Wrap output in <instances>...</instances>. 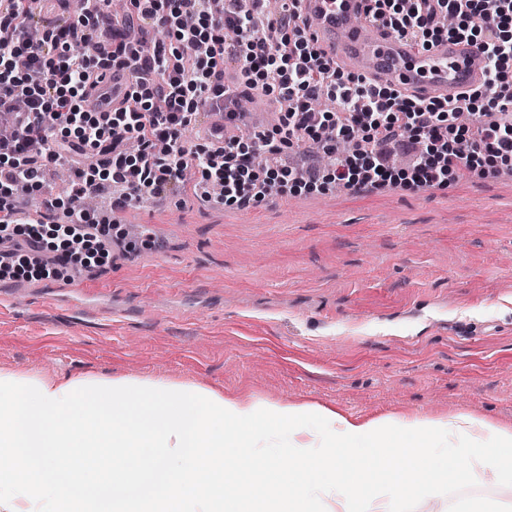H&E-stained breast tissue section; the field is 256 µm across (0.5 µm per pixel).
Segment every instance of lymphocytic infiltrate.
<instances>
[{"label":"lymphocytic infiltrate","instance_id":"f902f5d3","mask_svg":"<svg viewBox=\"0 0 512 512\" xmlns=\"http://www.w3.org/2000/svg\"><path fill=\"white\" fill-rule=\"evenodd\" d=\"M0 10V270L28 268L48 277L58 270L102 264L111 257L118 227L111 216L82 207L103 181L123 185L133 206L186 184L194 169L219 202L249 207L271 190L314 188L318 175L261 166L263 154L331 127L337 138L357 137L361 148L338 161L329 181L349 189L446 184L459 166L483 157L512 160V0H369L374 20L399 36L430 46L442 39L475 42L483 62L482 91L462 102L419 101L389 84L372 85L347 74L308 38L297 0H280L268 29L255 20L265 0H127L124 13L99 5L72 13L71 0H55L66 24L30 38L35 16L26 0ZM111 39L98 40L101 28ZM240 64L244 92L224 85L226 57ZM133 71L124 107L103 115L84 107L96 73L114 64ZM279 102L273 129L248 130L244 93ZM335 99L326 114L309 102ZM222 115L229 127L220 149L182 139L191 117ZM417 149L420 162L405 171L388 162L387 147ZM67 169L70 206L65 222H24V196L42 187L47 166Z\"/></svg>","mask_w":512,"mask_h":512}]
</instances>
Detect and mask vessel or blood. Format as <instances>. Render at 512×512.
Returning a JSON list of instances; mask_svg holds the SVG:
<instances>
[{
  "label": "vessel or blood",
  "instance_id": "b4317fda",
  "mask_svg": "<svg viewBox=\"0 0 512 512\" xmlns=\"http://www.w3.org/2000/svg\"><path fill=\"white\" fill-rule=\"evenodd\" d=\"M367 5V0H300L315 44L371 83H389L413 97L448 100L483 84V71L476 64L479 51L472 43L442 40L421 47L369 22ZM130 82L129 70L104 71L90 91L87 108L108 112L122 106Z\"/></svg>",
  "mask_w": 512,
  "mask_h": 512
}]
</instances>
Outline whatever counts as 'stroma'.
I'll use <instances>...</instances> for the list:
<instances>
[{"label":"stroma","instance_id":"1","mask_svg":"<svg viewBox=\"0 0 512 512\" xmlns=\"http://www.w3.org/2000/svg\"><path fill=\"white\" fill-rule=\"evenodd\" d=\"M118 220L157 247L116 239L101 267L0 277V370L512 424V165L244 209L187 188Z\"/></svg>","mask_w":512,"mask_h":512}]
</instances>
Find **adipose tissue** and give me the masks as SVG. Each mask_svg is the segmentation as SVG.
Here are the masks:
<instances>
[{
    "label": "adipose tissue",
    "instance_id": "ef3b65f1",
    "mask_svg": "<svg viewBox=\"0 0 512 512\" xmlns=\"http://www.w3.org/2000/svg\"><path fill=\"white\" fill-rule=\"evenodd\" d=\"M321 429L308 430L309 417ZM287 428L282 470L259 426ZM0 512H447L457 487L512 490V425L474 414L371 420L232 399L192 382L0 371Z\"/></svg>",
    "mask_w": 512,
    "mask_h": 512
}]
</instances>
